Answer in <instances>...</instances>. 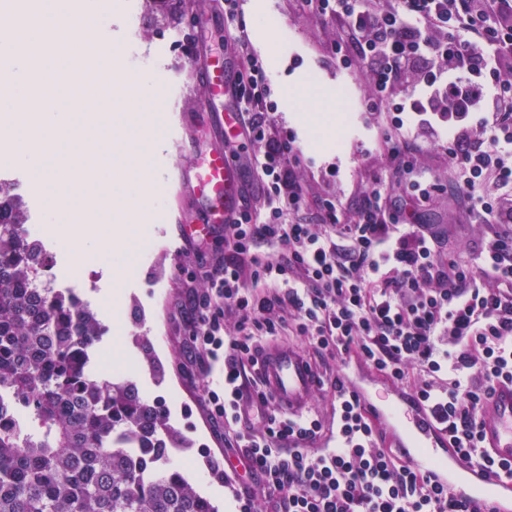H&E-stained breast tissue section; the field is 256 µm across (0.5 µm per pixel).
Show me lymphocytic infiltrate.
<instances>
[{
	"label": "lymphocytic infiltrate",
	"mask_w": 512,
	"mask_h": 512,
	"mask_svg": "<svg viewBox=\"0 0 512 512\" xmlns=\"http://www.w3.org/2000/svg\"><path fill=\"white\" fill-rule=\"evenodd\" d=\"M297 3L343 29L334 44L339 67L369 63L362 104L381 118L393 177L350 202L324 201L317 224L298 221L308 204L298 150L275 129L278 103L241 0H224L239 59L228 106L238 114V141L264 150L247 159L230 150L261 193L241 187L224 224V257L207 272V288L189 291V365L207 378V415L234 436L245 473L271 491L269 512H481L378 442L340 382L332 384L339 438L320 448L319 416L280 411L251 387L246 367L275 336L295 331L316 352L358 359L413 392L466 463L486 475L512 473L480 433L492 384L512 381V0ZM405 77L414 89L401 96L395 87ZM443 139L451 201L492 229L474 267L445 258L418 212L447 193L417 174L428 143Z\"/></svg>",
	"instance_id": "lymphocytic-infiltrate-1"
}]
</instances>
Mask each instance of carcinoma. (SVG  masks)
<instances>
[{"label": "carcinoma", "mask_w": 512, "mask_h": 512, "mask_svg": "<svg viewBox=\"0 0 512 512\" xmlns=\"http://www.w3.org/2000/svg\"><path fill=\"white\" fill-rule=\"evenodd\" d=\"M26 221L0 183V512H221L167 465L188 442L161 406L98 374L95 312L32 287L49 256Z\"/></svg>", "instance_id": "obj_1"}]
</instances>
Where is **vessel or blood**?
Returning <instances> with one entry per match:
<instances>
[{"instance_id":"obj_1","label":"vessel or blood","mask_w":512,"mask_h":512,"mask_svg":"<svg viewBox=\"0 0 512 512\" xmlns=\"http://www.w3.org/2000/svg\"><path fill=\"white\" fill-rule=\"evenodd\" d=\"M193 64L205 97L199 104L211 124L225 127L235 122L233 112L224 108L230 81L228 61L202 47H195ZM240 177L214 151L199 161L192 172V188L209 210L203 224H188L193 236L206 233L208 225L223 223L239 200ZM265 388L293 414L307 410L315 389V378L304 355L288 345L267 348L259 361ZM362 405L374 409L380 428L400 456L415 466L433 472L447 487L449 496L471 500L478 507L512 512V474L502 472L486 477L449 450L448 439L423 411L415 397L395 387L384 393L359 389ZM482 434L486 448L501 461L512 462V382L499 381L483 408Z\"/></svg>"}]
</instances>
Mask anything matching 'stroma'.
I'll return each instance as SVG.
<instances>
[{"instance_id":"35a3bbf8","label":"stroma","mask_w":512,"mask_h":512,"mask_svg":"<svg viewBox=\"0 0 512 512\" xmlns=\"http://www.w3.org/2000/svg\"><path fill=\"white\" fill-rule=\"evenodd\" d=\"M124 3L117 25L126 31V38L113 40L110 62L100 64L98 72H84L81 80L119 86L142 72L158 98L170 100L158 127L165 144L163 155L155 157L151 143L141 144V163L134 174L148 197L163 199L167 218L155 221L146 212H138L130 233L121 224H99L87 252L79 254L58 233L51 215L53 187L39 171L14 155L0 156V182L15 187L25 201L28 224L40 226V239L52 257L59 288L89 303L106 326L95 347L97 358L109 360L137 383L145 397L160 402L170 422L191 439V447L172 452L171 466L200 492L216 496L223 512H232L233 490L258 494L262 485L245 475L235 485L225 484L224 459L235 451L215 438L197 400L201 380L188 377L184 368L189 329L171 321L173 313L185 305L188 287H205L207 270L224 255L223 225H212L198 250L178 235L182 223L199 218L202 206L189 181L196 157L180 150L177 140L188 135L201 148H219L224 133L196 110L204 90L196 80L186 39L191 9L170 17L156 0ZM243 11L249 33H256L259 13H267L278 23L277 56L268 66L279 103L276 126L295 138L298 172L307 195L344 201L356 191L358 182L386 177L378 121L359 105L367 90L368 69L363 65L348 71L337 67L333 46L340 32L335 22L299 12L295 0H243ZM303 78L336 95L338 114L332 138L304 127L296 118L298 103L286 99L282 91L284 82ZM422 220L448 229L441 250L462 264L472 263L487 237L486 225L456 211L444 195L423 209ZM279 341L305 351L324 381L313 393L311 409L326 428H335L330 382L338 362L321 360L302 337L283 335Z\"/></svg>"}]
</instances>
